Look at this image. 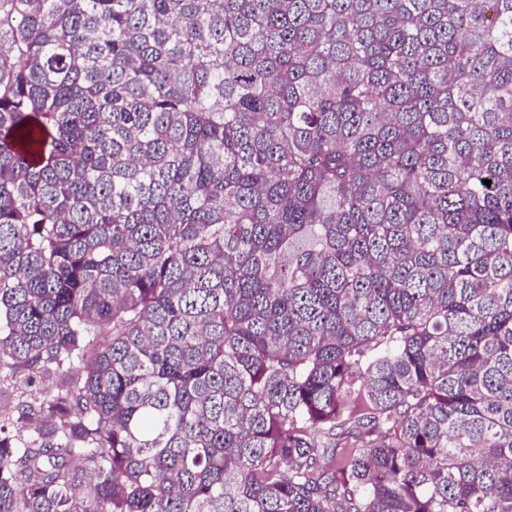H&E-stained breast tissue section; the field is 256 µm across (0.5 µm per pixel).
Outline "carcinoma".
<instances>
[{
	"instance_id": "obj_1",
	"label": "carcinoma",
	"mask_w": 512,
	"mask_h": 512,
	"mask_svg": "<svg viewBox=\"0 0 512 512\" xmlns=\"http://www.w3.org/2000/svg\"><path fill=\"white\" fill-rule=\"evenodd\" d=\"M3 369L0 512H512V0H0Z\"/></svg>"
}]
</instances>
